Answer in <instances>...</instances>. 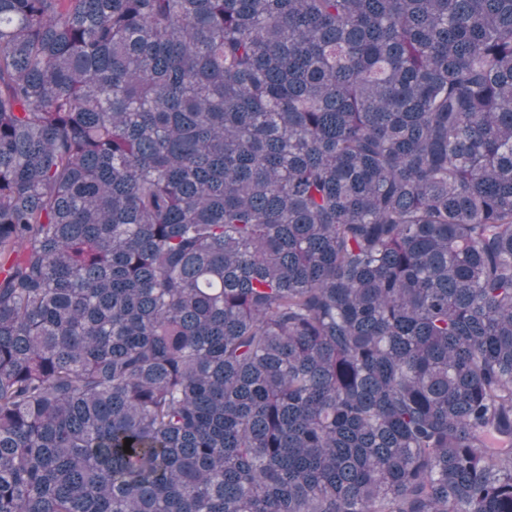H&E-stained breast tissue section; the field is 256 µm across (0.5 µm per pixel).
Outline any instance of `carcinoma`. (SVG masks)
Segmentation results:
<instances>
[{
  "instance_id": "carcinoma-1",
  "label": "carcinoma",
  "mask_w": 512,
  "mask_h": 512,
  "mask_svg": "<svg viewBox=\"0 0 512 512\" xmlns=\"http://www.w3.org/2000/svg\"><path fill=\"white\" fill-rule=\"evenodd\" d=\"M2 257L0 512H512V0H0Z\"/></svg>"
}]
</instances>
